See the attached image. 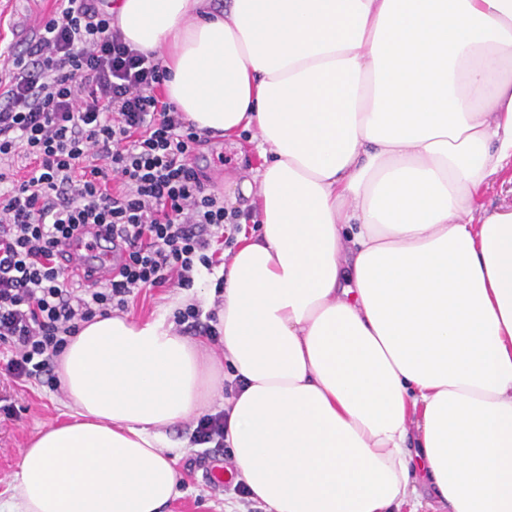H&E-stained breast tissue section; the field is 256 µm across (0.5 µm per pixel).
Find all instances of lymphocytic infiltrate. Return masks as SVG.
Instances as JSON below:
<instances>
[{"instance_id":"obj_1","label":"lymphocytic infiltrate","mask_w":512,"mask_h":512,"mask_svg":"<svg viewBox=\"0 0 512 512\" xmlns=\"http://www.w3.org/2000/svg\"><path fill=\"white\" fill-rule=\"evenodd\" d=\"M155 54L128 44L97 0H58L25 48L0 58V342L8 375L55 383L82 324L146 288L193 287L242 230L193 159L204 138L156 94ZM113 239L111 280L76 285L58 259L91 232Z\"/></svg>"}]
</instances>
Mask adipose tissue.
Instances as JSON below:
<instances>
[{"label": "adipose tissue", "mask_w": 512, "mask_h": 512, "mask_svg": "<svg viewBox=\"0 0 512 512\" xmlns=\"http://www.w3.org/2000/svg\"><path fill=\"white\" fill-rule=\"evenodd\" d=\"M202 132L253 130L216 328L231 462L267 512H512V0H112ZM68 421L15 512H161L172 426L220 369L160 320L95 318L58 363Z\"/></svg>", "instance_id": "ef3b65f1"}]
</instances>
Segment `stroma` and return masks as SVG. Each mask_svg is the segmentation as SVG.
<instances>
[{
	"label": "stroma",
	"instance_id": "obj_1",
	"mask_svg": "<svg viewBox=\"0 0 512 512\" xmlns=\"http://www.w3.org/2000/svg\"><path fill=\"white\" fill-rule=\"evenodd\" d=\"M34 22L29 15L28 0L7 4L0 0V44L23 43L33 33ZM260 159L253 143L233 144L222 137H211L200 147L195 164L200 169L209 193L224 195V181L258 166ZM178 287L143 290L130 303L126 316L134 322L161 319L173 324L178 312L173 300ZM7 398L11 412L0 410V503L9 501L13 477L22 448L41 430L66 420L69 409L62 387L46 382L12 379L0 375V398ZM196 420L181 422L168 432L171 446L177 447L179 457L177 494L165 506L164 512H229L239 506L243 512H265L253 505L233 486L216 487L209 480L214 464L228 465L229 448L197 445L193 442Z\"/></svg>",
	"mask_w": 512,
	"mask_h": 512
}]
</instances>
